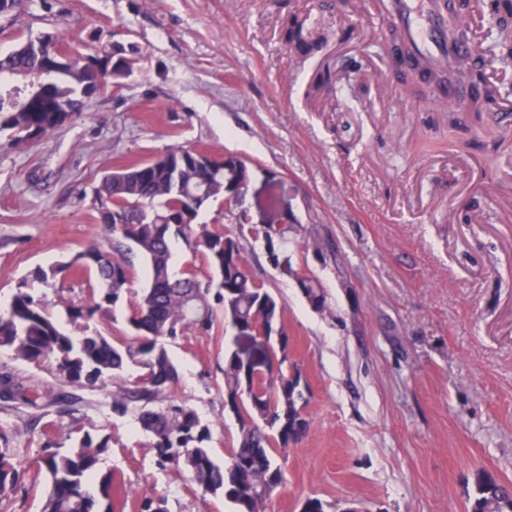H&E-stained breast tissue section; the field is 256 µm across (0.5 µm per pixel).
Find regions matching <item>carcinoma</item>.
<instances>
[{"label": "carcinoma", "mask_w": 512, "mask_h": 512, "mask_svg": "<svg viewBox=\"0 0 512 512\" xmlns=\"http://www.w3.org/2000/svg\"><path fill=\"white\" fill-rule=\"evenodd\" d=\"M486 21L498 37L490 46L501 60H512V0H488ZM69 61L54 73L43 70L42 61L17 47L0 54V126L18 139L43 137L84 111L100 73L89 65L104 52L96 42L71 45L56 33ZM23 79L45 87L69 112H11L5 101V80ZM482 94L448 111L481 112L500 97L494 83L475 82ZM238 180L224 168V156L208 153L207 163H196L194 149L174 146L144 161L127 165L120 178L103 177L93 200L95 219L112 232L110 248L90 243L69 261L39 268L35 279L47 283L74 278L86 283L87 302L66 306L65 330L34 296L27 284L19 286L7 316L0 317V349L10 350L16 360L39 365L49 362L62 379L94 386L111 384L112 413L134 418L139 431L151 442L156 463L163 467L181 463L206 494L221 495L232 512H266L274 493L285 483L274 447L286 448L306 432L305 415L309 390L288 387V378L301 375L288 360V336L280 341L265 337L269 366L261 375L240 358L236 330L282 327L284 309L279 298L254 277L247 267L241 240L249 234L262 246L268 263L283 274L291 271L288 255V225L240 223L238 209L225 212L231 226L213 229L200 221L211 202L224 195L222 185ZM183 241L207 260V269L194 262L179 271L173 265V244ZM146 268V285L133 305L128 325L135 341H112V337L85 325L95 314H107L132 293L136 274L134 259ZM300 291L317 311L326 309L323 288L313 279H302ZM228 334L224 340V411L237 424L236 441L224 459H217L206 445L210 429L188 404L161 405L167 385L178 369L166 348L190 332L208 335L215 329ZM141 370L133 386L125 374ZM73 397L43 392L18 379L15 372L0 367V407L31 410L42 420L47 409L63 413ZM63 448L47 440L40 468L48 475V489L41 512H116L112 492L122 486L114 473L97 476L99 456L111 438L96 439L80 424ZM36 483L39 474L28 476L8 436L0 433V492L13 490L24 478ZM473 495L467 512H512V486L494 471L479 468L472 474Z\"/></svg>", "instance_id": "1"}]
</instances>
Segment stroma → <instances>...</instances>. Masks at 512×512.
I'll list each match as a JSON object with an SVG mask.
<instances>
[{"label": "stroma", "instance_id": "35a3bbf8", "mask_svg": "<svg viewBox=\"0 0 512 512\" xmlns=\"http://www.w3.org/2000/svg\"><path fill=\"white\" fill-rule=\"evenodd\" d=\"M374 0H29L0 23V53L60 30L135 45L118 91L43 138L0 131V310L37 268L104 240L91 216L102 176L168 146L205 147L252 171L243 204L277 199L290 213L294 273L244 239L248 268L285 307L292 359L310 385L305 435L283 453L286 484L267 512H298L311 494L368 512H466L472 473L512 482V131L499 111L448 115L425 84L386 63L393 43ZM297 19L320 47L302 56ZM319 282L326 311L301 295ZM35 295L64 316L82 282ZM168 350L178 377L164 403H187L224 458V338L189 333ZM0 364L74 397L49 413L65 444L73 423L110 437L99 471L120 473L129 501L168 512H230L180 466L159 469L112 387L65 382L48 365ZM0 432L36 468L45 437L24 410L0 409Z\"/></svg>", "mask_w": 512, "mask_h": 512}]
</instances>
